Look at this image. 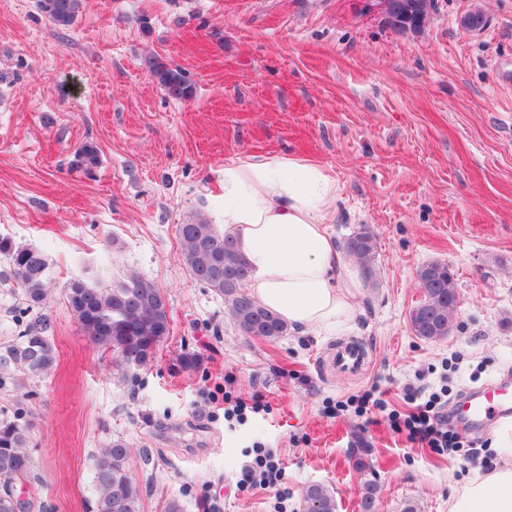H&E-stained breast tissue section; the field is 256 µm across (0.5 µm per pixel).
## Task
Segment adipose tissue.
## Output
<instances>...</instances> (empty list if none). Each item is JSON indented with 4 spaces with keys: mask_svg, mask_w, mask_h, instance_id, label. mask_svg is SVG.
<instances>
[{
    "mask_svg": "<svg viewBox=\"0 0 512 512\" xmlns=\"http://www.w3.org/2000/svg\"><path fill=\"white\" fill-rule=\"evenodd\" d=\"M340 188L323 167L284 155L224 163L222 222L250 268L248 287L291 328L328 336L349 325L359 270L330 230ZM490 447L500 464L457 484L448 512H512V419Z\"/></svg>",
    "mask_w": 512,
    "mask_h": 512,
    "instance_id": "ef3b65f1",
    "label": "adipose tissue"
}]
</instances>
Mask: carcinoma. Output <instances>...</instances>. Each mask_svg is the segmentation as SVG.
<instances>
[{
    "mask_svg": "<svg viewBox=\"0 0 512 512\" xmlns=\"http://www.w3.org/2000/svg\"><path fill=\"white\" fill-rule=\"evenodd\" d=\"M82 0H39V8L55 26H71ZM155 82L171 97L189 99L194 86L178 68L155 58L146 59ZM96 146L85 142L74 152L72 167L89 174L99 165ZM344 251L366 276L373 274L377 254L376 239L362 228L348 237ZM0 254L7 256L8 268L0 276L12 283L31 305L46 302L49 262L38 249L17 246L0 238ZM179 260L191 277L215 295L224 305L239 331L247 336L272 341L288 335V324L260 305L246 291L248 262L234 237L216 229L204 212L191 214L179 229ZM423 298L410 310L409 321L416 336L437 341L448 336V320L456 318L458 304L450 300L456 288L454 272L447 263L433 262L417 272ZM70 310L84 334L96 346L112 354V375L129 377L134 367L149 365L155 353L147 347H159L170 334L168 305L155 284L137 274L101 287L74 280L67 288ZM57 365V350L41 324L27 325L10 341L0 344V386L3 374L18 372L24 376L50 374ZM23 413L0 420V512H16L12 495L15 473L31 474L33 460L27 451L28 426ZM130 444L113 439L97 450L92 482L97 493L96 512H142L140 486L131 478L127 461ZM368 449L359 448L355 467L370 477L361 485L362 512H376L380 494L367 458ZM306 505L317 504L319 512H336V498L328 487L311 484L304 490Z\"/></svg>",
    "mask_w": 512,
    "mask_h": 512,
    "instance_id": "carcinoma-1",
    "label": "carcinoma"
}]
</instances>
